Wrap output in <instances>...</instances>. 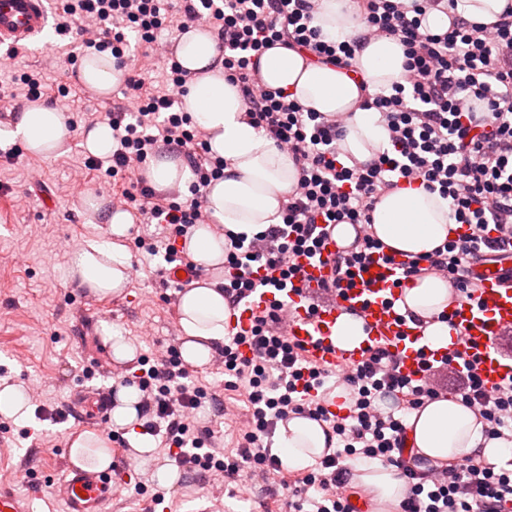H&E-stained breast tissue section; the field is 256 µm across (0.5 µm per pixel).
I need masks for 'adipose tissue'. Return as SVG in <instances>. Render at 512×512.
Here are the masks:
<instances>
[{"label":"adipose tissue","mask_w":512,"mask_h":512,"mask_svg":"<svg viewBox=\"0 0 512 512\" xmlns=\"http://www.w3.org/2000/svg\"><path fill=\"white\" fill-rule=\"evenodd\" d=\"M312 24L321 38L336 42L358 38L363 33L355 0H315ZM176 59L194 72L195 79L182 99L181 108L208 133L213 156L224 160V177L208 188L211 223L192 228L183 242L186 253L208 277L186 289L179 297L181 355L194 367L209 363L216 346L222 345L230 319L224 300L225 231L253 235L282 221V205L297 180V170L288 152L280 150L263 130L244 118L245 106L238 86L224 78V67L213 37L198 28L176 39ZM405 56L398 40L370 41L355 52V66L363 81L355 83L343 69L311 63L304 55L280 46L266 50L258 76L268 87L287 91L304 108L326 114H349L345 136L339 143L343 163L366 162L389 149V136L375 108L365 106L366 93L390 89L402 81ZM83 83L106 96L120 85L124 72L111 54L92 52L81 61ZM31 154L52 156L66 143L69 132L59 112L33 103L27 106L12 130ZM160 192L187 189L194 179L192 168L182 159L162 152L152 158L144 172ZM86 209L92 220L107 224V235L87 241L75 251L67 277L95 296L121 294L129 280L130 256L122 243L132 225L124 211L104 209L97 197H88ZM373 232L387 250L409 255H427L459 231L449 217L448 203L422 186H401L382 197L373 211ZM454 295L451 284L425 275L403 290L405 305L423 322V334L434 349L453 342V330L438 319ZM141 391L119 387L112 410V427L131 431V444L139 454H150L153 442L140 431L137 406ZM408 441L415 453L432 465L468 458L497 463L512 448L501 439L485 438L483 422L476 413L451 395L429 401L408 415ZM327 446L322 426L308 418L281 423L276 451L288 470L313 468ZM359 484L372 495L375 512H392L403 499L405 486L395 467L375 459L351 461Z\"/></svg>","instance_id":"obj_1"}]
</instances>
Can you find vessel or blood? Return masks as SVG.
Wrapping results in <instances>:
<instances>
[{"instance_id":"b4317fda","label":"vessel or blood","mask_w":512,"mask_h":512,"mask_svg":"<svg viewBox=\"0 0 512 512\" xmlns=\"http://www.w3.org/2000/svg\"><path fill=\"white\" fill-rule=\"evenodd\" d=\"M46 3L0 0V46L19 48L44 35L50 28ZM339 249L334 235H327L319 259H301L299 289L284 299L288 335L304 346L310 359L327 368L349 370L368 349L387 342L401 374L412 379L421 377L423 363L446 355L476 361L488 383L512 378V347L503 344L505 336L512 334V279H506L503 271L512 262L503 261L495 271L487 265L478 267L481 282L473 297H456L449 303L447 313L455 335L452 346L443 351L429 347L398 303L401 256L377 253L354 288L342 295L325 294L323 285L332 276L331 259ZM274 299L273 293L261 290L241 305L236 316L239 328H248L253 314L268 308ZM348 310L360 317L365 337L357 346L344 348L336 344V322ZM112 473L109 467L87 470L66 464L61 492L66 512H103L113 492Z\"/></svg>"}]
</instances>
